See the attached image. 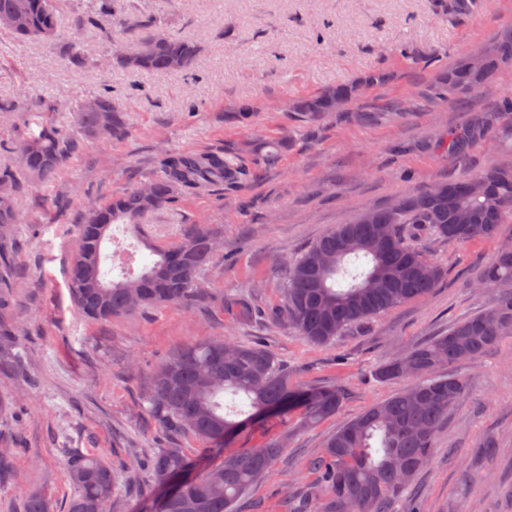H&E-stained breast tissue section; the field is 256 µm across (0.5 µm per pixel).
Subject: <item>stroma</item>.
Wrapping results in <instances>:
<instances>
[{
    "label": "stroma",
    "mask_w": 512,
    "mask_h": 512,
    "mask_svg": "<svg viewBox=\"0 0 512 512\" xmlns=\"http://www.w3.org/2000/svg\"><path fill=\"white\" fill-rule=\"evenodd\" d=\"M89 0H65L62 36L53 44L16 41L0 33V99L29 94L56 104L58 124L84 98L110 96L131 134L107 147L88 144L45 186L25 185L22 222L0 268L21 328L18 342L29 379H0V451L12 475L0 482V512H21L37 490L65 512L73 493L67 463L74 451L108 462L121 482L147 480L150 455L181 448L210 462L204 441L169 436L142 412V378L173 350L228 337L259 343L287 368L295 385L338 387L335 416L311 428L271 416L228 445L231 453L280 439L281 456L233 505L232 512H286L288 497L319 483L308 466L327 438L368 405L410 385L378 382L375 367L449 326L484 310L493 290L474 280L493 256L492 241L464 244L425 238L421 246L445 275L432 293L315 345L267 319L282 296L280 267L327 230L368 208L392 205L434 182L512 166V66L503 67L452 104L427 97L430 85L477 44L512 29V0H472L468 12L441 0H125L123 12L150 18L171 36L197 41L201 64L192 73L156 75L99 62L112 44L85 23ZM79 48L76 62L66 59ZM420 57L409 65L401 56ZM390 75L369 86L343 114L317 123L290 112L294 99L373 71ZM251 122L231 112L241 100ZM486 130L469 152L449 161L448 133ZM291 134L278 163L257 168L235 188L215 187L151 214L146 236L171 242L198 224L221 237L202 289L181 304L91 321L76 310L67 262L80 213L154 175L162 156L221 150ZM252 294L258 308L239 320L226 294ZM466 378L467 396L448 413L431 463L403 497L400 512H512V337L477 363L450 366ZM492 447H485V440Z\"/></svg>",
    "instance_id": "35a3bbf8"
}]
</instances>
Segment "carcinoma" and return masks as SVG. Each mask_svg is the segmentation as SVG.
<instances>
[{"mask_svg": "<svg viewBox=\"0 0 512 512\" xmlns=\"http://www.w3.org/2000/svg\"><path fill=\"white\" fill-rule=\"evenodd\" d=\"M65 0H0V30L22 40L53 43L61 35L58 13ZM117 0H91L86 22L132 29L122 54L112 62L132 72L158 75L189 72L200 48L190 39L173 38L151 21L132 22L116 10ZM512 61V30L498 33L489 45L483 72L461 59L440 78L438 100H456ZM357 86H336L293 101L290 111L310 120L342 110ZM38 130H33L31 125ZM19 167L0 168V245L21 223L17 197L24 182L46 184L87 143L118 141L128 135L121 110L106 96L87 99L72 110L69 127L49 117L16 126ZM474 141L471 130L448 132V152L457 155ZM287 136L245 144L234 151H185L167 154L159 175L104 203L89 205L79 221L78 246L72 252L68 280L78 310L94 320H110L136 310L179 304L204 287V274L217 251L216 236L203 224L168 244L145 242L155 256L143 271L108 280L101 247L114 224L140 232L150 214L177 199L215 186H236L249 170L244 158L254 153L270 167L288 148ZM389 226L377 234L375 225ZM348 235L355 248L336 252ZM433 237L468 243L478 239H512V166L494 167L462 178L439 181L407 194L396 207L368 209L339 224L284 263L283 299L270 318L293 328L317 345H328L352 326L404 303L421 299L437 287L443 270L419 246ZM475 286L493 289L489 306L455 323L448 333L422 343L374 369L383 383L403 377L416 382L377 402L343 423L325 443L313 464L322 476L307 498L314 512H397L396 504L412 479L432 460L437 435L448 410L468 392L465 379L442 370L463 360L476 362L512 336V250L499 248L483 267ZM224 303L247 319L253 307L244 293L224 296ZM19 326L9 296L0 293V374L24 375L18 352ZM240 403L224 407L225 395ZM344 394L338 388H298L261 345L211 338L172 351L146 378L145 412L172 434H191L210 449L225 445L268 409L298 415L301 427H313L336 414ZM278 441L232 453L201 474L197 461L181 448H159L149 461V487L155 512H229L281 455ZM67 475L74 493L67 512H109L116 494L112 466L101 458L75 453ZM23 512H53L52 502L31 491Z\"/></svg>", "mask_w": 512, "mask_h": 512, "instance_id": "carcinoma-1", "label": "carcinoma"}]
</instances>
